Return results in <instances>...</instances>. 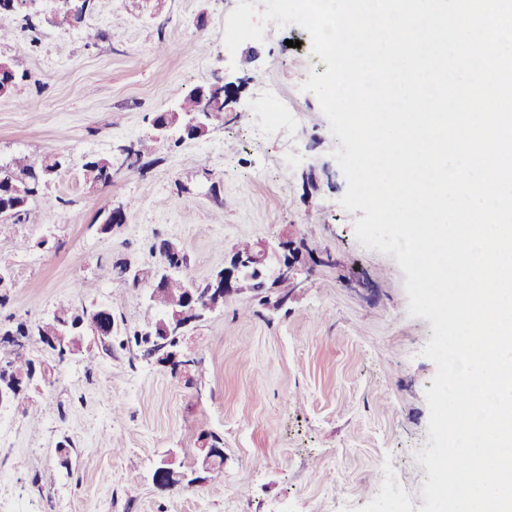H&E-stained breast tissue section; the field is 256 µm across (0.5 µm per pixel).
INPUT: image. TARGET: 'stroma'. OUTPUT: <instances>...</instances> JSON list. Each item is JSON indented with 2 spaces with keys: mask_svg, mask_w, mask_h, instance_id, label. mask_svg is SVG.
Listing matches in <instances>:
<instances>
[{
  "mask_svg": "<svg viewBox=\"0 0 512 512\" xmlns=\"http://www.w3.org/2000/svg\"><path fill=\"white\" fill-rule=\"evenodd\" d=\"M238 0H95L72 27L0 15L18 38L0 58L27 77L0 98V164L62 153L69 164L15 224L0 226V329L50 318L61 308L113 306L118 333L143 323L166 240L187 257L188 276L209 277L239 241L275 243L290 233L329 263L301 272V287L274 310L243 295L190 329L188 364L105 354L93 333L79 352L28 338L46 371L31 401L0 404V512H417L427 470L424 397L436 374L421 351L431 323L411 316L394 255L357 240L355 214L339 200L346 181L316 96L302 91L326 64L308 32L268 25L263 41L236 52L224 42ZM170 50L157 51L159 41ZM205 53H197V44ZM241 80L223 125L200 139L156 144L140 170L120 165L119 146L151 135L155 113L218 77ZM287 97V122L266 129L254 110L265 87ZM111 156L108 185L87 184L82 163ZM223 206H216L212 186ZM55 206H48L47 198ZM123 206L126 223L102 231L99 211ZM138 285L112 276L115 262ZM224 466L197 486L162 490L157 462L188 466L208 435ZM392 498L377 504L380 476Z\"/></svg>",
  "mask_w": 512,
  "mask_h": 512,
  "instance_id": "35a3bbf8",
  "label": "stroma"
}]
</instances>
